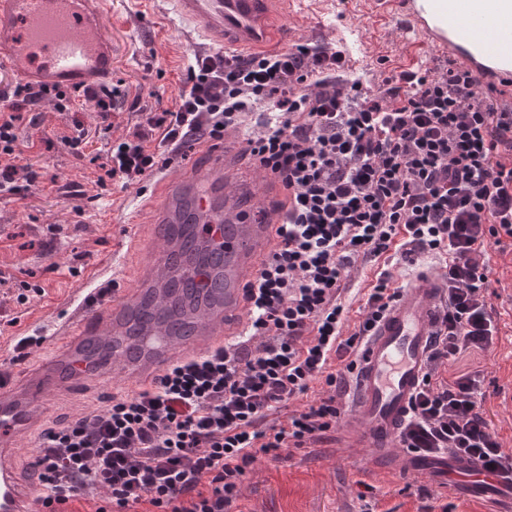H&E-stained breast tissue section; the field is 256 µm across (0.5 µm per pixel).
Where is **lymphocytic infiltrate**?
Segmentation results:
<instances>
[{
  "instance_id": "f902f5d3",
  "label": "lymphocytic infiltrate",
  "mask_w": 512,
  "mask_h": 512,
  "mask_svg": "<svg viewBox=\"0 0 512 512\" xmlns=\"http://www.w3.org/2000/svg\"><path fill=\"white\" fill-rule=\"evenodd\" d=\"M343 66L340 49L312 41L272 55L194 54L174 107H141L132 134L112 144L108 175L127 186L186 140L243 132L256 167L287 187L288 207L250 288L244 338L46 430L38 482L50 512L79 499L95 512H232L258 456L280 458L335 427L358 347L399 294L390 265L420 253L444 257L448 303L400 444L512 472L476 374L442 371L488 351L498 332L486 246L512 241V107L445 66L366 87L337 77ZM125 98L116 86L0 91V196L37 179L22 162L21 111L82 99L106 121ZM361 259L380 268L352 326L343 294ZM315 383L314 403L287 411Z\"/></svg>"
}]
</instances>
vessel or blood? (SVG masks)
Here are the masks:
<instances>
[{
    "mask_svg": "<svg viewBox=\"0 0 512 512\" xmlns=\"http://www.w3.org/2000/svg\"><path fill=\"white\" fill-rule=\"evenodd\" d=\"M182 33L205 50L273 53L290 44L304 25L291 11L271 19L273 0H169ZM111 0H0V69L34 85L95 87L112 74V41L106 34ZM367 22L387 15L412 34L410 66L421 69L435 54L450 68L470 72L480 88L512 103V0H363ZM238 139L210 151L193 176L166 182L167 193L146 201L158 216L157 239L166 248L143 259L140 283L128 290L80 289L66 315L47 328L50 353L23 378L0 369V512H42L37 488L19 472L15 458L22 439L37 432V409L63 390L96 380L137 391L156 385L171 366L223 346L243 333L247 290L270 259L279 224L266 193L251 205L238 204L227 190L229 158ZM188 204L190 234L223 258L191 268L196 312L186 334L151 322L131 337L130 319L152 296L170 306L166 288L179 223L176 200ZM446 298L440 279L424 274L404 287L361 347L343 418L347 447L363 448L376 465L398 454L409 404L428 364L431 336ZM418 474L474 497L496 496L512 503V473L490 472L449 454L412 456Z\"/></svg>",
    "mask_w": 512,
    "mask_h": 512,
    "instance_id": "obj_1",
    "label": "vessel or blood"
}]
</instances>
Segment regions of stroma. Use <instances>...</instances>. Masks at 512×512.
<instances>
[{"instance_id": "35a3bbf8", "label": "stroma", "mask_w": 512, "mask_h": 512, "mask_svg": "<svg viewBox=\"0 0 512 512\" xmlns=\"http://www.w3.org/2000/svg\"><path fill=\"white\" fill-rule=\"evenodd\" d=\"M361 7L352 0L345 19H337L334 0L309 7L312 22L301 40L332 43L336 29H354L356 59L374 78L407 67L400 24L383 18L373 25L360 20ZM112 37V83H123L129 96L142 103L173 107L193 47L183 39L163 4L144 6L140 0H112L108 19ZM99 125L92 103L79 102L77 113L58 111L43 102L37 115L21 113L18 122L34 147L26 153L39 181L22 196L0 198V336L30 318L57 321L88 275L123 264L124 285L136 287L140 274L127 262L130 238H139L154 254L155 224L142 204L155 180L123 186L107 178L106 141L125 138L139 120L122 109L112 119L106 140H96L84 153L67 141L74 120ZM140 210L138 223L127 216ZM494 281L489 303L498 326L495 343L485 356L449 364V371H477L487 394L484 411L504 449L512 450V251L488 245ZM26 294L18 303V294ZM99 389L63 392L46 405L45 424L59 428L102 407ZM337 431L325 442L291 448L280 459L262 458L247 471L233 512H503L500 501L476 499L453 491L403 467H370L361 451L336 446Z\"/></svg>"}]
</instances>
